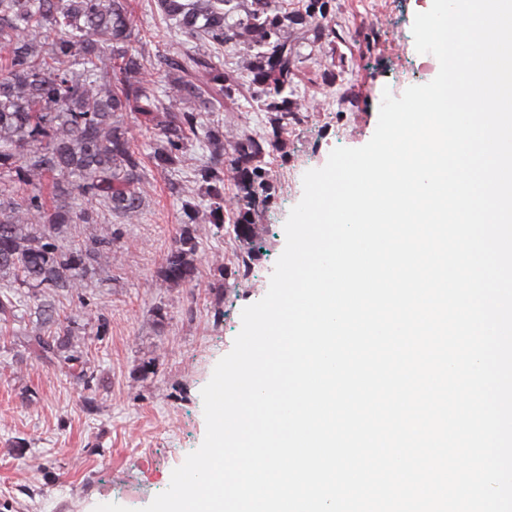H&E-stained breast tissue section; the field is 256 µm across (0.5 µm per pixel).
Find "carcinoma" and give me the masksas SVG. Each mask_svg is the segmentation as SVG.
Segmentation results:
<instances>
[{
  "instance_id": "1",
  "label": "carcinoma",
  "mask_w": 512,
  "mask_h": 512,
  "mask_svg": "<svg viewBox=\"0 0 512 512\" xmlns=\"http://www.w3.org/2000/svg\"><path fill=\"white\" fill-rule=\"evenodd\" d=\"M136 0H0V273L9 288L27 289L38 309L34 351L61 355L66 325L42 293L84 287L87 275L112 264V231L89 243L66 245L73 224H99L111 214L133 224L150 188L145 157L135 144L138 127L153 130L155 169L171 171L199 140L210 154L195 168L200 211L187 204L178 237L161 276L173 286L198 274L194 225L217 231L232 226L235 272L248 275L254 261L256 221L275 197L268 158L287 156L288 130L306 115L293 99L301 53L288 29L309 44H330L336 29L325 23L333 0H156L190 47L141 54L151 34L137 27ZM245 43L247 82L224 67V51ZM267 113L269 130L229 139L224 126L201 123L235 93ZM232 184H227V181Z\"/></svg>"
}]
</instances>
